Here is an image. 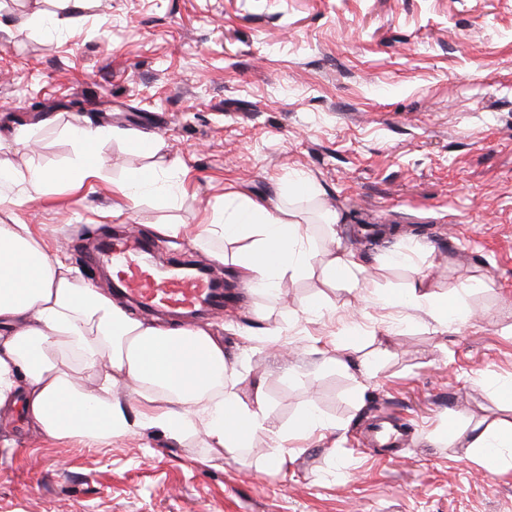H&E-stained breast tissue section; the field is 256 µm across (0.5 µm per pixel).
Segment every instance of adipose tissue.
<instances>
[{"instance_id":"obj_1","label":"adipose tissue","mask_w":512,"mask_h":512,"mask_svg":"<svg viewBox=\"0 0 512 512\" xmlns=\"http://www.w3.org/2000/svg\"><path fill=\"white\" fill-rule=\"evenodd\" d=\"M80 159L62 172L0 166V175L26 195L41 194L54 181L77 191L98 178L95 153L103 129L67 130ZM127 200L149 195L164 202L174 188L148 170L116 183ZM327 242L315 246L305 219L285 199L259 202L239 191L224 195L219 220L162 224L166 236L243 242L235 263L253 287L278 294L289 280L319 271L334 285L358 283L365 271L336 231L338 213L323 209ZM439 325L451 319L446 300L417 277L398 298ZM96 372L97 385L79 386L82 369ZM228 364L222 343L206 328L158 326L132 317L106 293L84 284L58 254L49 252L30 224H0V408L22 400L31 424L58 438L96 445L138 428L181 440L203 431L214 458H235L263 430L264 393L251 401L225 388ZM486 462L499 463L512 448V422L473 427L468 443Z\"/></svg>"}]
</instances>
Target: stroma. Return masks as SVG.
Segmentation results:
<instances>
[{
	"label": "stroma",
	"instance_id": "1",
	"mask_svg": "<svg viewBox=\"0 0 512 512\" xmlns=\"http://www.w3.org/2000/svg\"><path fill=\"white\" fill-rule=\"evenodd\" d=\"M0 16L21 27L0 33V162L62 170L69 126L112 132L81 193L0 185V224L42 228L107 292L93 255L114 226L207 265L226 306L199 324L242 397L262 383L267 424L212 461L199 432L90 446L1 409L0 512H512V463L467 446L475 424L512 420L495 398L512 383V0H0ZM21 127L32 146L14 145ZM147 135L159 158L132 150ZM157 160L180 186L170 206L113 192ZM298 175L316 189L293 202L315 243L320 208L338 210L364 287L314 272L273 298L240 287V244L157 230L230 190L276 199ZM397 247L411 266L388 264ZM421 273L457 309L448 326L395 303ZM310 408L323 437H275ZM374 422L407 424L415 447L374 442ZM277 448L282 472L266 463Z\"/></svg>",
	"mask_w": 512,
	"mask_h": 512
}]
</instances>
